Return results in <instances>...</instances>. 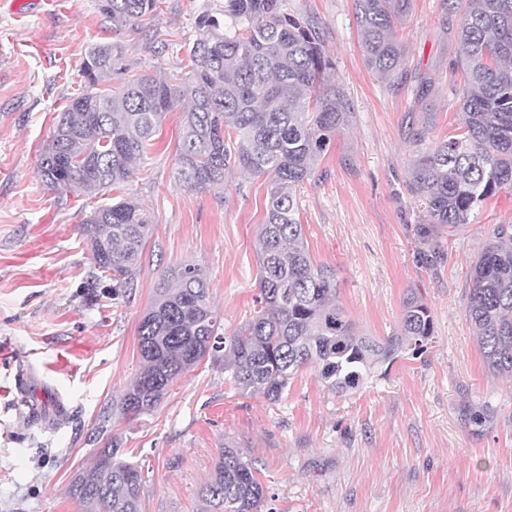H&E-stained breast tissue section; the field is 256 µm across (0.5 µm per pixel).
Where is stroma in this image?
Here are the masks:
<instances>
[{
	"instance_id": "stroma-1",
	"label": "stroma",
	"mask_w": 512,
	"mask_h": 512,
	"mask_svg": "<svg viewBox=\"0 0 512 512\" xmlns=\"http://www.w3.org/2000/svg\"><path fill=\"white\" fill-rule=\"evenodd\" d=\"M17 2L18 12L0 8V512H77L67 487L112 437L142 470V512H201L198 490L227 444L257 468L267 512H512V376L488 370L466 312L471 266L494 225L512 220V189L442 233L432 270L415 258L419 212L405 189L422 151L407 113L432 114V143L460 122L458 18L442 0H414L400 26L410 68L434 84L422 103L366 68L352 0L285 2L318 19L332 77L357 116L297 197L313 262L335 274L346 317L377 338L400 334L403 299L418 291L433 317L424 350L373 367L340 394L307 367L276 403L239 395L222 364L206 360L132 420L110 409L138 367V323L161 278L198 264L224 334L249 320L268 180L235 171L221 187L180 186L182 113H168L122 191L153 224L137 288L118 302L101 288L93 305L78 226L106 199L45 188L41 149L94 44L125 47L113 84L144 72L185 76L199 18L224 0H159L118 35L96 0ZM31 366L56 429L29 430L17 411L15 380ZM482 412L483 425L470 423Z\"/></svg>"
}]
</instances>
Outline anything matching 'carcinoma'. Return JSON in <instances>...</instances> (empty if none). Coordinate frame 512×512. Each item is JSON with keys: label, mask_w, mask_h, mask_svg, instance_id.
Masks as SVG:
<instances>
[{"label": "carcinoma", "mask_w": 512, "mask_h": 512, "mask_svg": "<svg viewBox=\"0 0 512 512\" xmlns=\"http://www.w3.org/2000/svg\"><path fill=\"white\" fill-rule=\"evenodd\" d=\"M158 0H97L120 32L153 12ZM459 16L455 67L464 75L452 93L460 102L459 132L430 148L427 122L411 125L424 147L406 185L423 222L415 227L418 262L441 260L438 228L470 223L472 213L512 188V0H443ZM413 0H354L366 67L395 89L410 85L415 101L432 84L409 72L398 25ZM191 70L179 84L141 74L113 89L122 61L119 42L97 44L82 67L84 87L55 120L43 146L39 176L61 193H104L130 181L165 116L183 109L177 175L189 190L224 184L235 168L269 178L266 215L258 230V310L236 333H220L209 299V277L187 264L162 278L137 330L139 368L117 408L134 418L155 408L202 361L224 359V372L243 396L276 402L304 367L315 364L327 386L355 388L371 366L416 353L433 336L431 309L417 293L403 302L401 334L360 335L337 303L334 273L314 265L299 217L297 189L336 132L355 118L332 68L318 27L287 11L283 0H224L218 17L199 18ZM93 271L85 297L112 282V300L132 294L143 245L152 233L145 209L130 197L85 214ZM467 316L488 369L512 375V222L497 224L472 265ZM143 477L117 440L97 449L67 493L81 512H141ZM201 512H260L266 499L255 468L238 449H221L199 489Z\"/></svg>", "instance_id": "cac0c4a2"}]
</instances>
